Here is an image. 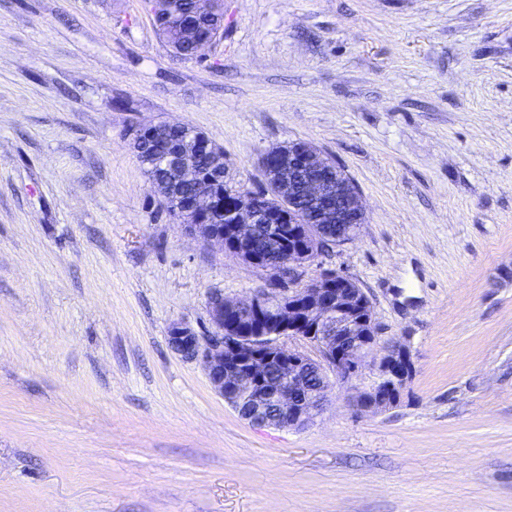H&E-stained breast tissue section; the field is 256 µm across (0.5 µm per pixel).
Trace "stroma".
I'll return each mask as SVG.
<instances>
[{
	"instance_id": "35a3bbf8",
	"label": "stroma",
	"mask_w": 512,
	"mask_h": 512,
	"mask_svg": "<svg viewBox=\"0 0 512 512\" xmlns=\"http://www.w3.org/2000/svg\"><path fill=\"white\" fill-rule=\"evenodd\" d=\"M180 122L233 190L316 145L357 237L303 267L405 343L397 406L366 366L301 428L251 424L173 322L268 272L185 234L130 143ZM0 512H512V0H224L183 60L146 0H0ZM220 2V3H219ZM214 19L210 23H201L195 29L194 36L185 38L181 36L172 25L171 20L166 15V11H157L151 7L154 19L157 25V29L167 43L172 47L175 54L181 59H194L195 43L201 41L198 44L196 57L201 58L204 54V50L212 42L202 41L206 39H216L219 34L218 31L221 28L222 22L224 24V1L216 0L214 6Z\"/></svg>"
}]
</instances>
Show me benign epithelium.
<instances>
[{
  "mask_svg": "<svg viewBox=\"0 0 512 512\" xmlns=\"http://www.w3.org/2000/svg\"><path fill=\"white\" fill-rule=\"evenodd\" d=\"M175 125H146L134 133L142 141ZM167 175L165 187L190 185L198 196L183 203L181 220L197 239L231 248L246 264L263 265L271 274L268 287L243 299H226L215 292L208 300L213 330L199 333L185 322L169 330L170 348L187 360H199L213 390L244 419L260 426L298 428L321 411L331 380L348 382L360 371L362 359L378 344L370 300L354 280L340 273H326L302 288L281 286V261L253 252L256 225L269 224L279 234V224L294 226L304 235L313 224L344 225L336 238L342 246L365 223V210L357 185L344 170L325 159L312 144L288 143V156L275 163L263 194L224 201L230 219L224 232L215 234L196 223L198 205L214 206V192L224 180V151L194 128L184 141L167 145L158 165ZM276 196L281 213L271 215L263 196ZM288 276L299 279L300 269L312 261V250L298 245L283 250ZM277 369L283 385L270 386ZM413 365L404 343L385 347L376 362V380L370 390L356 397L359 409L379 412L396 406L410 379Z\"/></svg>",
  "mask_w": 512,
  "mask_h": 512,
  "instance_id": "obj_1",
  "label": "benign epithelium"
}]
</instances>
